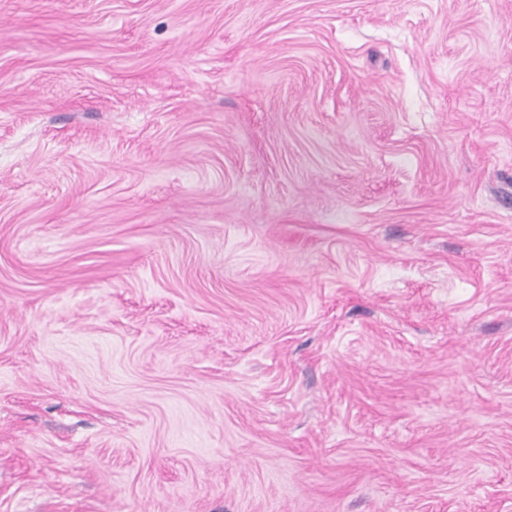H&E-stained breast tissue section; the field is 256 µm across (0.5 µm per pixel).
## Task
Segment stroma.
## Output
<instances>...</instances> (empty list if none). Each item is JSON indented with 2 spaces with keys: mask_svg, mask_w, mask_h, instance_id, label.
<instances>
[{
  "mask_svg": "<svg viewBox=\"0 0 512 512\" xmlns=\"http://www.w3.org/2000/svg\"><path fill=\"white\" fill-rule=\"evenodd\" d=\"M0 512H512V0H0Z\"/></svg>",
  "mask_w": 512,
  "mask_h": 512,
  "instance_id": "1",
  "label": "stroma"
}]
</instances>
